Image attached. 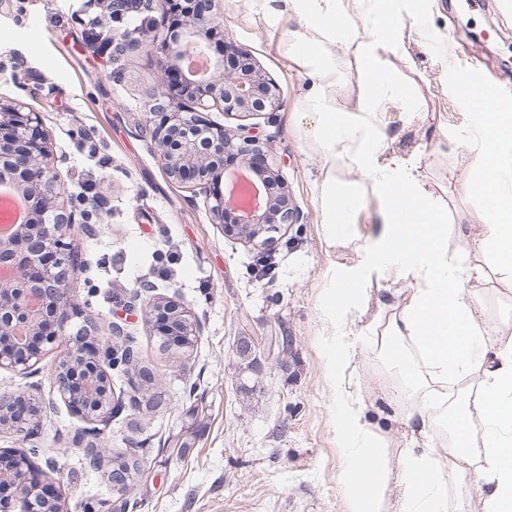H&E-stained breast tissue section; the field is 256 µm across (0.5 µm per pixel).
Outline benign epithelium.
<instances>
[{
    "instance_id": "benign-epithelium-1",
    "label": "benign epithelium",
    "mask_w": 512,
    "mask_h": 512,
    "mask_svg": "<svg viewBox=\"0 0 512 512\" xmlns=\"http://www.w3.org/2000/svg\"><path fill=\"white\" fill-rule=\"evenodd\" d=\"M139 6L158 8L169 25L160 49L170 59L160 85L149 93L155 101L152 138L167 176L191 185L205 200L224 235L268 247L275 234L299 220L288 185L273 169L268 151L245 126L227 128L202 116L210 103L223 104L224 114L274 112L280 107L276 86L264 75L252 55L231 42H224L220 56L210 57L211 42L220 24L219 0H108L111 17H120ZM190 51L209 57L210 72L196 76L181 64ZM182 92L190 105L180 112H167L165 100ZM23 105L0 103V186L9 185L27 202L25 223L0 239V267L12 277L0 280V369L23 372L39 358L41 345L65 336L68 323L81 315L69 299V287L82 266L67 242L76 224L94 232L93 217L103 222L106 202L91 208L59 202L63 195L59 162L48 146L37 112L22 111ZM258 179L262 189L250 186L240 195L222 193L215 187L219 177ZM144 314L160 335L184 346L196 328L189 311L172 300L153 302ZM109 359L98 328L86 322L69 337L52 372L54 387L70 412L93 420L112 403ZM41 409L24 395H0V427L31 439L40 431ZM13 459L12 469L0 474V507L10 508L13 491L20 512H40L25 488L28 457L15 449L0 451Z\"/></svg>"
}]
</instances>
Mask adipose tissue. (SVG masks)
I'll list each match as a JSON object with an SVG mask.
<instances>
[{"label":"adipose tissue","mask_w":512,"mask_h":512,"mask_svg":"<svg viewBox=\"0 0 512 512\" xmlns=\"http://www.w3.org/2000/svg\"><path fill=\"white\" fill-rule=\"evenodd\" d=\"M403 0H252L273 19L296 26L284 41L304 67L312 89L298 114V126L322 160L318 203L329 242H346L367 196L377 201V231L349 273L333 279L320 305L332 331L324 369L336 404V431L346 460L337 485L347 512H447L448 477H473L472 495L459 497L456 512H512V325L490 323L481 295L464 298L469 284L496 278L512 288V110L487 109L468 98L462 82L454 88L473 113L466 134L449 142L472 157L461 173V189L485 199L473 248L490 266L462 265L448 255V210L429 192L417 156L393 151L379 114L383 102L416 106L409 90L386 66L387 55L404 50ZM363 21L349 35L345 19ZM347 40L362 76L354 111H336L330 91L340 70L336 43ZM363 172L364 184L342 181L337 166ZM393 265L415 286L402 301L378 299L392 310L381 334L368 337L406 384L417 404L403 409L410 438L396 460L367 418V405L346 378L355 347L351 315L368 273ZM479 376L482 426L472 438L466 410L456 414L447 454L428 444L442 424L449 384Z\"/></svg>","instance_id":"obj_1"}]
</instances>
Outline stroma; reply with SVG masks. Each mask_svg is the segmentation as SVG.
Listing matches in <instances>:
<instances>
[{
    "label": "stroma",
    "instance_id": "stroma-1",
    "mask_svg": "<svg viewBox=\"0 0 512 512\" xmlns=\"http://www.w3.org/2000/svg\"><path fill=\"white\" fill-rule=\"evenodd\" d=\"M219 39L249 51L277 86L281 106L240 118L213 106L209 120L245 124L269 152L300 212L272 249L224 235L202 196L171 180L148 129L151 102L168 64L158 44L167 30L159 10L131 9L110 18L101 0H0V100L40 113L48 142L65 155L63 199L74 201L86 180L97 182L108 214L95 235L69 236L84 267L70 298L81 308L67 335L85 319L125 324L134 347L155 375L151 390L137 376L112 377L123 412L96 444L108 457L124 453L142 463L126 490L84 469L74 441L86 421L70 413L53 391L50 374L59 353L48 346L24 374L0 369V393L47 403L40 435L26 440L0 430V448L41 449L38 466L55 463L68 512H83L88 496L98 512H347L336 478L344 467L336 437V408L324 378L326 338L320 302L335 274L354 265L374 234V213H361L354 238L329 246L321 229L315 185L321 158L296 130V112L311 89L304 69L288 56L280 27L250 0H220ZM403 54L388 65L416 97L419 109L385 103L380 119L402 156L419 153L427 187L448 205L450 219L479 225L480 199L465 195L451 173L466 170L468 155L451 151L471 114L452 89L469 70L475 95L491 93L512 107V0H431L424 20L412 23ZM451 38L453 63L429 49ZM343 76L331 96L338 111H353L360 77L344 43L336 45ZM93 142L87 152L85 142ZM147 299H173L196 326L190 348L165 346L128 304L138 284ZM354 312L352 328L381 332L389 314L374 299L406 296L413 286L396 268L374 272ZM292 337L283 361L240 365L243 336ZM348 372L396 458L406 428L394 400L399 378L369 345L355 349Z\"/></svg>",
    "mask_w": 512,
    "mask_h": 512
}]
</instances>
